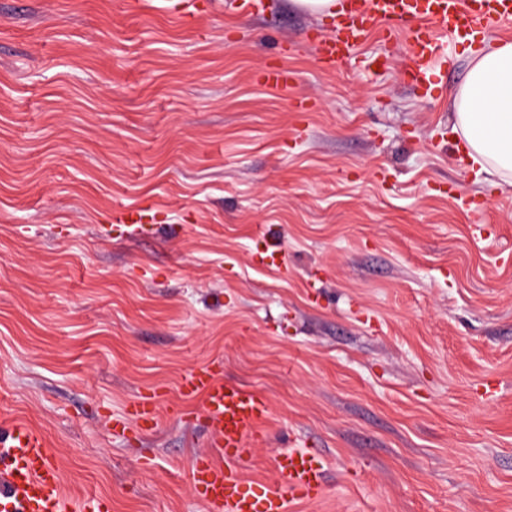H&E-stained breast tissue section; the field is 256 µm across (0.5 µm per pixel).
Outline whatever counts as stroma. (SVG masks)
<instances>
[{"instance_id":"stroma-1","label":"stroma","mask_w":512,"mask_h":512,"mask_svg":"<svg viewBox=\"0 0 512 512\" xmlns=\"http://www.w3.org/2000/svg\"><path fill=\"white\" fill-rule=\"evenodd\" d=\"M129 2L0 0V425L47 438L73 500L205 512L208 432L174 411L217 359L270 401L248 482L282 448L326 463L288 512H512V186L456 152L406 44L376 76L380 35L326 64L292 0ZM154 387L157 428L113 436Z\"/></svg>"}]
</instances>
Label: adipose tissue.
Here are the masks:
<instances>
[{
    "instance_id": "adipose-tissue-1",
    "label": "adipose tissue",
    "mask_w": 512,
    "mask_h": 512,
    "mask_svg": "<svg viewBox=\"0 0 512 512\" xmlns=\"http://www.w3.org/2000/svg\"><path fill=\"white\" fill-rule=\"evenodd\" d=\"M463 56L464 74L449 95L456 148L512 186V40L486 37Z\"/></svg>"
}]
</instances>
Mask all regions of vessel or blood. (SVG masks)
I'll return each mask as SVG.
<instances>
[{"mask_svg":"<svg viewBox=\"0 0 512 512\" xmlns=\"http://www.w3.org/2000/svg\"><path fill=\"white\" fill-rule=\"evenodd\" d=\"M512 26V0H337L327 34L317 41L322 58L338 64L376 31L386 43L409 47L404 74L433 92L448 67V45ZM223 363L208 361L180 380L185 399L201 398L208 448L189 463V478L207 512H288L292 499L313 501L324 491L325 463L310 450H280L273 456L278 480L247 487L243 468L262 441L259 426L269 412L267 397L222 379ZM157 391L138 393L112 415V432L151 431L158 424ZM87 497L74 508L64 494L55 451L46 438L21 421L0 436V512H106Z\"/></svg>","mask_w":512,"mask_h":512,"instance_id":"vessel-or-blood-1","label":"vessel or blood"}]
</instances>
